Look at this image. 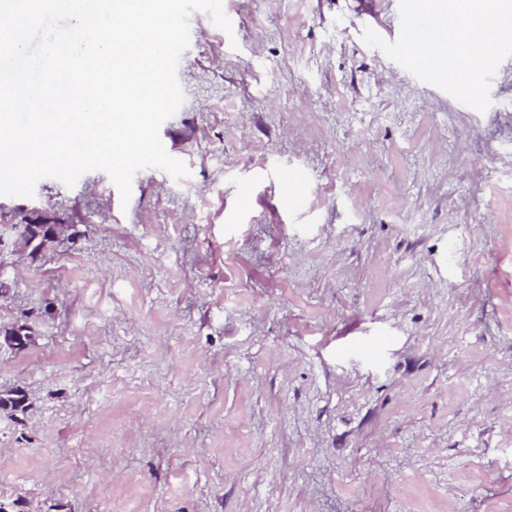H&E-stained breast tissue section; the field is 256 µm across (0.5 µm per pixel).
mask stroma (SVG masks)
<instances>
[{"label": "stroma", "instance_id": "1", "mask_svg": "<svg viewBox=\"0 0 512 512\" xmlns=\"http://www.w3.org/2000/svg\"><path fill=\"white\" fill-rule=\"evenodd\" d=\"M160 127L189 174L37 182L0 252V495L29 512H512V56L478 111L362 39L399 0H222ZM306 186L285 206L280 171ZM249 187L248 202L239 190ZM67 265L69 280L56 270ZM4 410H9L17 423L23 422L19 415H24L27 410V405L26 396L20 388L6 393L0 392V411L2 412Z\"/></svg>", "mask_w": 512, "mask_h": 512}]
</instances>
